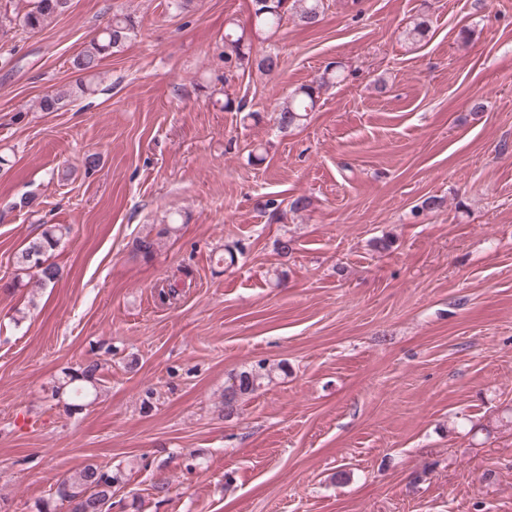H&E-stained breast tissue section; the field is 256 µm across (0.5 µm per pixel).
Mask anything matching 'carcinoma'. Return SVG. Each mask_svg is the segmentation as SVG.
Returning <instances> with one entry per match:
<instances>
[{
    "mask_svg": "<svg viewBox=\"0 0 512 512\" xmlns=\"http://www.w3.org/2000/svg\"><path fill=\"white\" fill-rule=\"evenodd\" d=\"M254 30L257 34L274 36L283 26L286 16H292L294 23L304 27H315L323 18V0H294L288 7L287 0H254ZM70 7V0H30L28 9L21 15L9 17L0 14V28L6 24H18L29 31H41ZM135 35V25L130 16L120 13L112 15V20L94 37L74 60L76 68L87 73L95 72L102 60L118 53ZM271 73L280 66V59L274 52L257 58L252 55L251 45L246 43V34L235 22H228L224 30V67L231 71H244L252 66ZM328 78L321 76L309 84L296 88L276 109L277 128L286 132L307 120L313 111L323 86ZM94 92L91 85L79 82L73 86L56 89L40 100V109L54 112L74 100ZM70 233V227L54 224L46 228L40 237L30 241L21 254V262L36 268L37 283L46 287L56 284L60 268L44 259L54 250L61 238ZM170 233L164 227L157 237L145 236L136 241L135 250L143 257L152 255L159 245V238ZM98 363L90 361L74 371L64 373V377L53 387L51 397L64 402L67 409H80L83 401L98 396ZM271 369L258 362L251 369L240 372L232 378V383L224 387L220 412L228 418L237 413L241 401L253 393L262 380L270 377ZM126 481L125 470L121 467H107L88 463L57 483L54 496L72 507V512H110L112 498L117 488Z\"/></svg>",
    "mask_w": 512,
    "mask_h": 512,
    "instance_id": "obj_1",
    "label": "carcinoma"
}]
</instances>
